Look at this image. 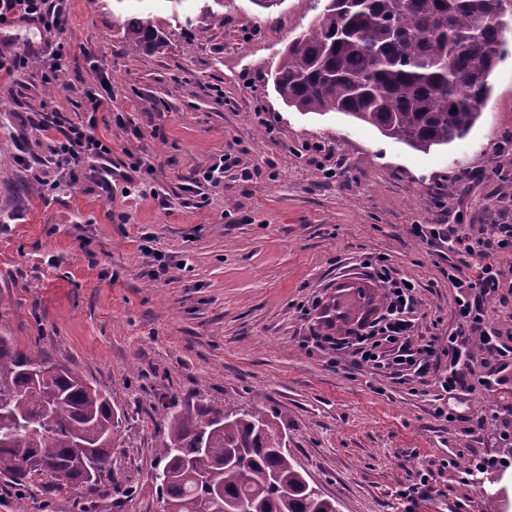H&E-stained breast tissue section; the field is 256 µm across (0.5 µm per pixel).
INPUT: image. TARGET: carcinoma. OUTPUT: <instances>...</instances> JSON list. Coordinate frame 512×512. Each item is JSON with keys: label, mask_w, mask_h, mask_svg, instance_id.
I'll list each match as a JSON object with an SVG mask.
<instances>
[{"label": "carcinoma", "mask_w": 512, "mask_h": 512, "mask_svg": "<svg viewBox=\"0 0 512 512\" xmlns=\"http://www.w3.org/2000/svg\"><path fill=\"white\" fill-rule=\"evenodd\" d=\"M504 0H327L282 52L273 86L299 112H337L427 151L464 137L489 98L506 54ZM126 47H164L161 29L137 14L122 22ZM156 448L160 491L171 512H203L197 478L216 471L221 500L242 512H339L284 450L277 415L168 406ZM224 427H218V418ZM121 418L107 395L67 365L0 336V475L79 488L111 471ZM44 469L34 472L28 459Z\"/></svg>", "instance_id": "carcinoma-1"}]
</instances>
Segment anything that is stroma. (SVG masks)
<instances>
[{
  "label": "stroma",
  "mask_w": 512,
  "mask_h": 512,
  "mask_svg": "<svg viewBox=\"0 0 512 512\" xmlns=\"http://www.w3.org/2000/svg\"><path fill=\"white\" fill-rule=\"evenodd\" d=\"M324 5L69 0L61 70L33 56L0 74V336L80 371L123 422L111 475L61 490L0 477V512H162L156 448L173 400L276 412L288 452L340 512H504L512 364L493 389L454 401L449 423L434 415L433 384L374 374L312 338L344 337L379 312L383 290L359 265L378 254L415 282L418 332L447 337L457 291L409 229L512 219V30L481 118L424 153L276 94L283 50ZM130 13L162 28L163 51L125 50ZM104 78L123 122L97 134L115 162L147 167L112 198L87 166L28 165L84 120L81 92ZM50 111L57 129L28 128ZM217 166L223 178L202 181ZM478 456L493 465L480 484L461 482L460 463ZM419 471L430 492L404 497Z\"/></svg>",
  "instance_id": "35a3bbf8"
}]
</instances>
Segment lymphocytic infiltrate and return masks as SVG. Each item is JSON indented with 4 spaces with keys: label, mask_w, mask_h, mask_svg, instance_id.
I'll list each match as a JSON object with an SVG mask.
<instances>
[{
    "label": "lymphocytic infiltrate",
    "mask_w": 512,
    "mask_h": 512,
    "mask_svg": "<svg viewBox=\"0 0 512 512\" xmlns=\"http://www.w3.org/2000/svg\"><path fill=\"white\" fill-rule=\"evenodd\" d=\"M64 13L63 0H0L1 26L22 15L37 18L46 31L58 32ZM83 99V109L88 114L86 122L73 124L64 131L49 162L58 167H76L86 159H94L93 175L101 188L110 193L121 172L112 161L111 144L96 133V115L111 111L112 96L89 88ZM411 232L434 247L436 253L448 251L456 256L448 264V281L458 293L456 325L447 339L416 335L415 290L409 287L407 278L395 272L386 257L378 255L364 259L362 267L385 292L382 313L346 338L320 336L316 342L321 346L335 345L340 351L350 350L361 364L393 379L422 382L433 378L439 391L435 415L445 420L450 415V400L462 396L472 384L491 386V370L497 368L502 358L512 357V346L499 341V331L488 325L484 309L487 296L501 288L507 276L494 257L502 251H512V224H493L478 234L459 223L415 224ZM475 339L482 346V360L490 372L472 382L468 379L472 362L469 348ZM443 361L448 364L444 371L438 368Z\"/></svg>",
    "instance_id": "f902f5d3"
}]
</instances>
